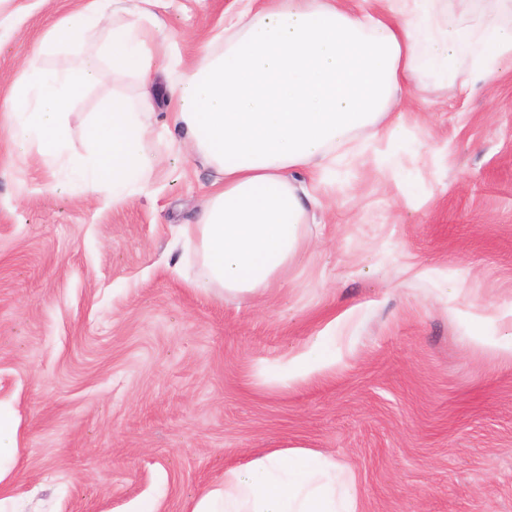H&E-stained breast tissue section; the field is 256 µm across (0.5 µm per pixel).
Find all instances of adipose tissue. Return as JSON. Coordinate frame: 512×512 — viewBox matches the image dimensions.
<instances>
[{
    "mask_svg": "<svg viewBox=\"0 0 512 512\" xmlns=\"http://www.w3.org/2000/svg\"><path fill=\"white\" fill-rule=\"evenodd\" d=\"M440 2L380 0L369 11L347 0H243L224 25L221 48H203L184 66L165 97L182 146L214 171L197 223L178 228L181 238L198 242L204 287L244 301L287 280L305 246L302 226L321 205L299 190L295 174L331 172L342 162L337 148L358 129L382 122L387 134L397 132L404 93L419 71L452 81L464 67L487 86L512 62V21L500 20L512 0H482L478 21L470 0H456L449 20ZM123 9L124 0H88L59 20L14 82L6 112L20 145L64 161L84 192L106 194L116 205L153 192L141 116L153 106L148 44L162 36V25L135 9L112 28L100 56L69 69L46 60ZM109 72L136 76L142 91L113 93L87 127L88 156L67 157L66 111ZM357 496L353 483H339L329 455L278 448L225 469L223 486L192 512H357Z\"/></svg>",
    "mask_w": 512,
    "mask_h": 512,
    "instance_id": "adipose-tissue-1",
    "label": "adipose tissue"
}]
</instances>
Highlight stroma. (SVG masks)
Returning a JSON list of instances; mask_svg holds the SVG:
<instances>
[{
	"label": "stroma",
	"mask_w": 512,
	"mask_h": 512,
	"mask_svg": "<svg viewBox=\"0 0 512 512\" xmlns=\"http://www.w3.org/2000/svg\"><path fill=\"white\" fill-rule=\"evenodd\" d=\"M83 0H0V512H191L226 468L331 455L358 512H512V68L493 89L420 75L425 104L321 188L309 250L254 301L195 289L176 229L212 171L150 137L154 196L112 206L11 137L3 110ZM238 0H151L154 56L198 57ZM74 100L68 152L112 92ZM328 337L331 364L284 382Z\"/></svg>",
	"instance_id": "1"
}]
</instances>
